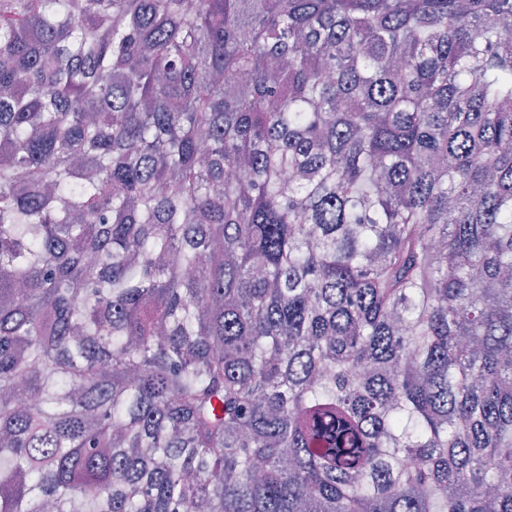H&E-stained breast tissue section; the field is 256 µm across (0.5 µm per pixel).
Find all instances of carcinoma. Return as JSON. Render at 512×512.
I'll return each mask as SVG.
<instances>
[{"instance_id": "1", "label": "carcinoma", "mask_w": 512, "mask_h": 512, "mask_svg": "<svg viewBox=\"0 0 512 512\" xmlns=\"http://www.w3.org/2000/svg\"><path fill=\"white\" fill-rule=\"evenodd\" d=\"M48 506L512 512V0H0V512Z\"/></svg>"}]
</instances>
